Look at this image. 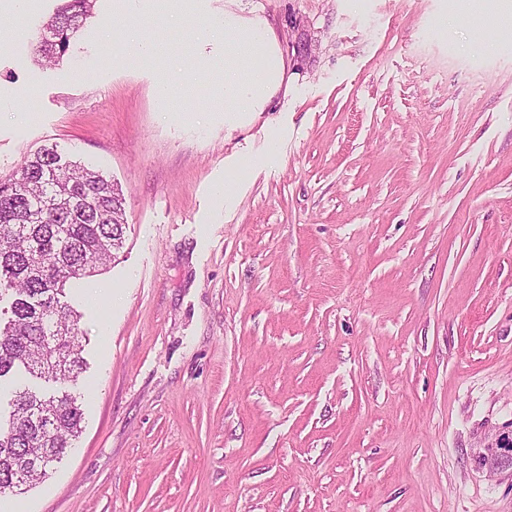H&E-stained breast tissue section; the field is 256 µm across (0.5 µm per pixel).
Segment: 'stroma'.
I'll list each match as a JSON object with an SVG mask.
<instances>
[{
	"instance_id": "1",
	"label": "stroma",
	"mask_w": 512,
	"mask_h": 512,
	"mask_svg": "<svg viewBox=\"0 0 512 512\" xmlns=\"http://www.w3.org/2000/svg\"><path fill=\"white\" fill-rule=\"evenodd\" d=\"M60 4L0 8V179L56 145L122 189L124 238L66 296L83 373L36 383L82 432L0 512H512L478 463L512 426V12L95 0L44 64ZM228 11L284 66L233 122Z\"/></svg>"
}]
</instances>
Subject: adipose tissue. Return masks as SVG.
Here are the masks:
<instances>
[{"label":"adipose tissue","instance_id":"obj_1","mask_svg":"<svg viewBox=\"0 0 512 512\" xmlns=\"http://www.w3.org/2000/svg\"><path fill=\"white\" fill-rule=\"evenodd\" d=\"M282 62L261 22L224 21V101L234 112L262 108L281 79Z\"/></svg>","mask_w":512,"mask_h":512}]
</instances>
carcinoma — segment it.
Instances as JSON below:
<instances>
[{
	"instance_id": "1",
	"label": "carcinoma",
	"mask_w": 512,
	"mask_h": 512,
	"mask_svg": "<svg viewBox=\"0 0 512 512\" xmlns=\"http://www.w3.org/2000/svg\"><path fill=\"white\" fill-rule=\"evenodd\" d=\"M93 0H63L43 28L38 55L60 62L90 16ZM124 195L99 172L67 161L57 146L23 158L0 180V287L12 291V317L0 326V378L23 368L55 382L76 380L84 361L78 316L65 289L99 271L122 245ZM77 399L22 389L0 418V490L30 486L79 436Z\"/></svg>"
}]
</instances>
